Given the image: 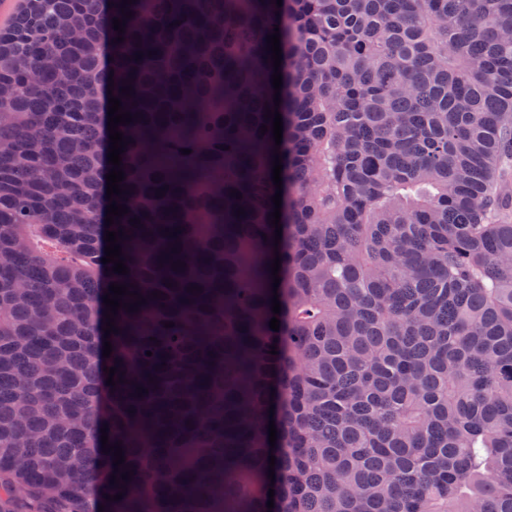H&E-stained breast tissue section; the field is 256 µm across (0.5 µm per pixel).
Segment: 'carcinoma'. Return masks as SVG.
Listing matches in <instances>:
<instances>
[{"mask_svg": "<svg viewBox=\"0 0 512 512\" xmlns=\"http://www.w3.org/2000/svg\"><path fill=\"white\" fill-rule=\"evenodd\" d=\"M511 181L512 0H25L0 30V512H271V488L512 512ZM114 282L147 302L107 335Z\"/></svg>", "mask_w": 512, "mask_h": 512, "instance_id": "1", "label": "carcinoma"}]
</instances>
